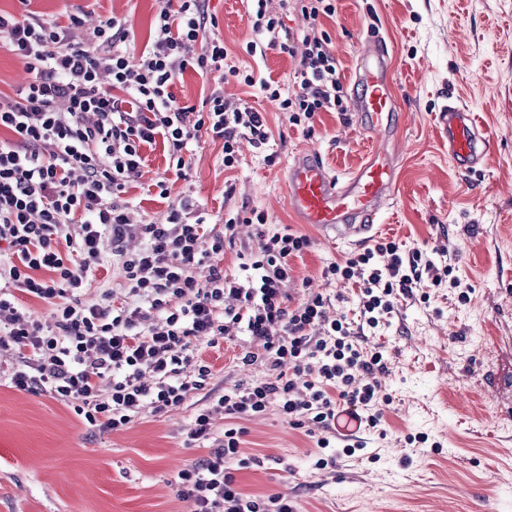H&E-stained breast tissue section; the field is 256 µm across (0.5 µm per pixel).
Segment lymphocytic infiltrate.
Masks as SVG:
<instances>
[{"label": "lymphocytic infiltrate", "instance_id": "lymphocytic-infiltrate-1", "mask_svg": "<svg viewBox=\"0 0 512 512\" xmlns=\"http://www.w3.org/2000/svg\"><path fill=\"white\" fill-rule=\"evenodd\" d=\"M0 12V47L23 61L29 81L14 96L0 97V129L14 138L0 143V382L47 394L72 407L88 429L120 431L145 409L160 414L208 390L191 417L190 447L203 454L178 474V496L193 512H296L280 494H251L235 469L255 463L243 450L245 421L277 404L282 418L313 438L318 469L334 467L337 451L363 449L361 437L336 445V423L348 417L376 429L384 425L381 346L369 336L392 317L400 299L414 297L423 277L449 283L467 301L454 266L436 267L427 250L403 251L376 244L323 270L325 279L355 285L354 316L336 315L329 294L293 300L287 291L290 263L311 246L289 227L268 229L265 212L249 218L228 212L222 230L207 228L186 198L169 204L164 221L130 223L122 199L131 174L144 167L145 147L163 142L176 176L184 154L200 135L221 142L227 169L240 163L239 145L268 153L271 131L263 112L214 89L200 107L181 104L172 87L186 70L228 76L281 99L294 126L313 125L317 113L347 109L330 38L321 18L333 16V0H295L308 23L303 51L283 92L272 80L227 66L228 50L215 29L208 0H168L156 15L149 41L131 57L129 30L117 18L100 21L84 42L68 37V24L31 10ZM252 56L293 53L292 37L269 0H249ZM258 227L256 246L237 254L238 273L223 266L242 221ZM140 239L129 249L131 239ZM116 264L121 301L108 291L84 300L95 273ZM209 269L198 280L197 267ZM33 298L51 307V323L34 319L23 305ZM258 342L240 362L265 363L269 372L215 392L210 365L198 342ZM225 419L223 435L215 422Z\"/></svg>", "mask_w": 512, "mask_h": 512}]
</instances>
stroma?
Masks as SVG:
<instances>
[{"mask_svg":"<svg viewBox=\"0 0 512 512\" xmlns=\"http://www.w3.org/2000/svg\"><path fill=\"white\" fill-rule=\"evenodd\" d=\"M166 0H36L45 16L67 22L74 41L99 20L115 17L131 31V56L146 45ZM321 18L331 38L343 86H350L358 38L382 34L391 53L401 110L398 184L378 239L406 248H436L435 262H456L470 284L468 301L442 285L429 303L400 301L389 328L376 336L385 347L383 387L392 397L386 436L362 431L366 443L352 458L316 470L314 443L290 427L277 409L247 421L248 454L257 465L236 471L245 490L278 493L297 512H512V0H335ZM229 65L291 86L288 54H247L254 32L246 0H210ZM263 112L272 131L275 164L250 145L240 164L225 169L222 144L200 136L186 154V178L169 170L163 145L147 148V163L129 179L125 200L133 223L163 220L167 205L185 196L198 201L212 224L228 209L268 215L272 225L295 227L312 244L294 259L292 297L304 291L336 296L337 313L354 315L355 287L327 283L324 267L356 252L353 244L325 240L318 227L295 224L288 211L284 173L303 152L315 154L338 176L366 157L370 139L354 110L318 113L313 133L290 125L277 101L220 73L186 71L172 88L181 103L200 105L214 88ZM474 110L493 141L470 172L457 170L435 116L448 101ZM167 178L168 198L154 183ZM236 191L225 198V183ZM244 344L221 340L203 347L213 384L230 388L264 375L261 364L242 365ZM192 404L137 418L124 430L91 432L73 409L48 395L0 385V512H190L177 496V476L202 451L187 447ZM431 445L413 447L410 434Z\"/></svg>","mask_w":512,"mask_h":512,"instance_id":"obj_1","label":"stroma"}]
</instances>
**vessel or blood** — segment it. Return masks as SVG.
I'll list each match as a JSON object with an SVG mask.
<instances>
[{
    "mask_svg": "<svg viewBox=\"0 0 512 512\" xmlns=\"http://www.w3.org/2000/svg\"><path fill=\"white\" fill-rule=\"evenodd\" d=\"M397 98L388 47L378 36L363 38L359 47L352 105L373 146L362 164L341 178L302 153L286 170L287 205L296 223L319 226L325 235L354 243L369 233L390 208L397 184V157L387 147ZM448 135V155L460 171H468L491 143L467 106L449 102L438 116Z\"/></svg>",
    "mask_w": 512,
    "mask_h": 512,
    "instance_id": "1",
    "label": "vessel or blood"
}]
</instances>
